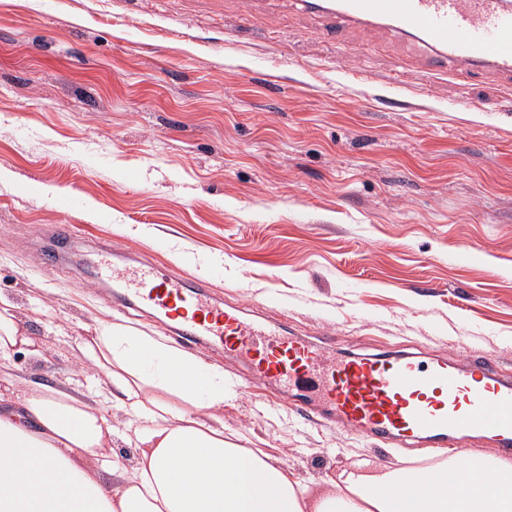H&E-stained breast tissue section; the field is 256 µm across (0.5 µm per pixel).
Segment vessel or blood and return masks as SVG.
Here are the masks:
<instances>
[{"instance_id": "obj_1", "label": "vessel or blood", "mask_w": 512, "mask_h": 512, "mask_svg": "<svg viewBox=\"0 0 512 512\" xmlns=\"http://www.w3.org/2000/svg\"><path fill=\"white\" fill-rule=\"evenodd\" d=\"M295 2L336 26L387 29L423 44L431 52L429 72L512 75V0ZM98 278L118 284L127 304L149 310L181 341L220 346L249 363L253 380L291 394L294 411L347 426L379 448H444L474 438L512 454V377L492 358L341 356L334 337L310 342L245 317L200 279L105 257Z\"/></svg>"}]
</instances>
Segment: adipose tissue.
<instances>
[{
  "mask_svg": "<svg viewBox=\"0 0 512 512\" xmlns=\"http://www.w3.org/2000/svg\"><path fill=\"white\" fill-rule=\"evenodd\" d=\"M109 381L75 395L0 394V512H512V461L488 453L427 469L361 464L315 490L225 434L224 369L109 320L80 347ZM123 410L115 422L102 408ZM134 442L124 465L113 438ZM474 472L462 488L450 477ZM120 479L105 484L104 473Z\"/></svg>",
  "mask_w": 512,
  "mask_h": 512,
  "instance_id": "obj_1",
  "label": "adipose tissue"
}]
</instances>
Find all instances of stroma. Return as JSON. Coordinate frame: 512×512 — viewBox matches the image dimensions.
<instances>
[{
	"mask_svg": "<svg viewBox=\"0 0 512 512\" xmlns=\"http://www.w3.org/2000/svg\"><path fill=\"white\" fill-rule=\"evenodd\" d=\"M242 7L0 0V300L37 346L0 360V392L83 390L97 321L163 333L94 283L97 250L209 271L213 296L346 353L476 354L512 375V84L428 74L424 47L385 30L327 39L287 0L239 28ZM201 355L239 384L225 432L309 484L460 455L384 454Z\"/></svg>",
	"mask_w": 512,
	"mask_h": 512,
	"instance_id": "stroma-1",
	"label": "stroma"
}]
</instances>
